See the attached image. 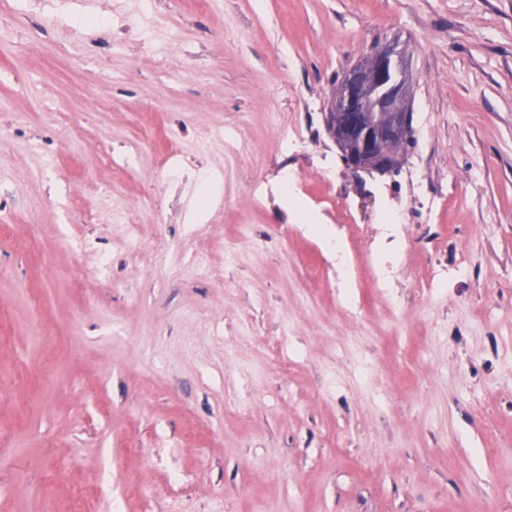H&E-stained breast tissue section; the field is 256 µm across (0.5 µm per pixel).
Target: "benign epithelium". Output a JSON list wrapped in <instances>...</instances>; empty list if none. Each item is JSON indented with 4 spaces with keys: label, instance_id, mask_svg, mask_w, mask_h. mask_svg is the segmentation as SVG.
Returning <instances> with one entry per match:
<instances>
[{
    "label": "benign epithelium",
    "instance_id": "obj_1",
    "mask_svg": "<svg viewBox=\"0 0 512 512\" xmlns=\"http://www.w3.org/2000/svg\"><path fill=\"white\" fill-rule=\"evenodd\" d=\"M403 53L393 44L351 68L333 92L342 120L326 112L323 122L341 160L354 174H396L401 157L386 154L392 143H409L414 135L405 109L406 81L401 77Z\"/></svg>",
    "mask_w": 512,
    "mask_h": 512
}]
</instances>
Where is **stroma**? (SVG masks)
<instances>
[{
  "label": "stroma",
  "mask_w": 512,
  "mask_h": 512,
  "mask_svg": "<svg viewBox=\"0 0 512 512\" xmlns=\"http://www.w3.org/2000/svg\"><path fill=\"white\" fill-rule=\"evenodd\" d=\"M154 7L162 64L110 0H41L47 46L0 16V512H512V0ZM392 40L448 188L394 235L401 176L355 180L322 120Z\"/></svg>",
  "instance_id": "stroma-1"
}]
</instances>
